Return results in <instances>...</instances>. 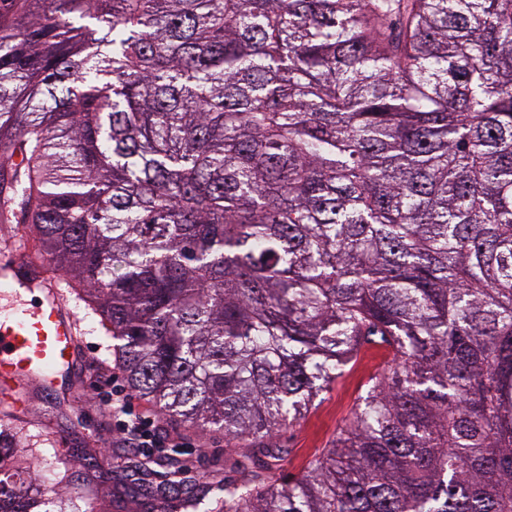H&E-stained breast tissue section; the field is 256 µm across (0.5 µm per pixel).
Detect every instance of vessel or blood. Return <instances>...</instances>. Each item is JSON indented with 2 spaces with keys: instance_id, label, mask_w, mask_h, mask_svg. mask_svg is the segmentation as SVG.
Returning a JSON list of instances; mask_svg holds the SVG:
<instances>
[{
  "instance_id": "obj_1",
  "label": "vessel or blood",
  "mask_w": 512,
  "mask_h": 512,
  "mask_svg": "<svg viewBox=\"0 0 512 512\" xmlns=\"http://www.w3.org/2000/svg\"><path fill=\"white\" fill-rule=\"evenodd\" d=\"M0 286L33 289L19 263L0 261ZM79 329L56 289H44L33 312L0 316V388L25 379L52 385L57 373L69 369L76 356Z\"/></svg>"
}]
</instances>
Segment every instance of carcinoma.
<instances>
[{"mask_svg":"<svg viewBox=\"0 0 512 512\" xmlns=\"http://www.w3.org/2000/svg\"><path fill=\"white\" fill-rule=\"evenodd\" d=\"M0 223L236 448L215 512H512V0H0ZM378 342L275 477L259 440ZM25 464L0 512H48ZM372 354L368 356L362 349L356 359L346 368L344 375L328 392L321 394L315 406L298 423L282 432L266 438L269 445L286 448L287 452L275 471L277 477L298 476L303 468L326 448L342 420L348 415L357 397L364 394L369 378L384 365L366 367L361 360L375 353L387 355L382 345L369 346ZM380 365V366H379ZM371 374V375H370Z\"/></svg>","mask_w":512,"mask_h":512,"instance_id":"carcinoma-1","label":"carcinoma"}]
</instances>
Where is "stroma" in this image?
I'll return each mask as SVG.
<instances>
[{
    "label": "stroma",
    "mask_w": 512,
    "mask_h": 512,
    "mask_svg": "<svg viewBox=\"0 0 512 512\" xmlns=\"http://www.w3.org/2000/svg\"><path fill=\"white\" fill-rule=\"evenodd\" d=\"M66 304L77 316L80 329L79 365L59 376L51 389L28 384L0 396V433L23 448L39 465L43 493L56 504L58 492L81 496L94 491L109 512H186V497L202 507L224 498V482L236 475L233 453L219 432L179 431L184 441L203 447L204 455L185 456L186 470L173 477L170 454L156 453L151 470L136 468V456L115 442L109 407L95 398L93 384L116 365L112 339L100 318L76 293ZM371 370L361 360L352 361L344 375L298 423L270 436L269 445L285 448L278 476H296L325 448L357 397L363 394ZM69 463L68 477L56 484L51 469L57 460Z\"/></svg>",
    "instance_id": "35a3bbf8"
}]
</instances>
